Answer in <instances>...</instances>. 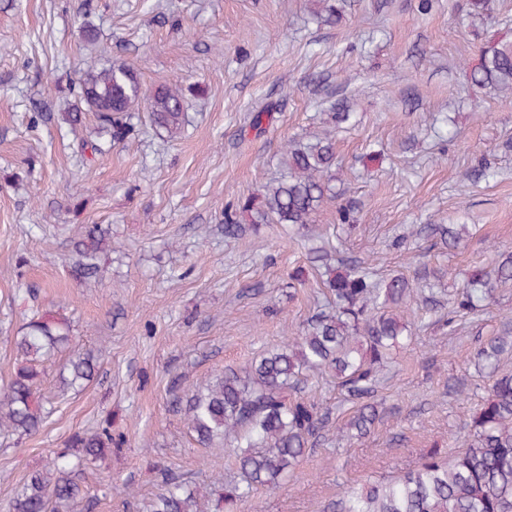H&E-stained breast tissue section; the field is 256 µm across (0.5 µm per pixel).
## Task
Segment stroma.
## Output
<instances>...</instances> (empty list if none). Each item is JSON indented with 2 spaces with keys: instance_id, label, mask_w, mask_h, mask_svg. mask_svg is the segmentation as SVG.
I'll use <instances>...</instances> for the list:
<instances>
[{
  "instance_id": "35a3bbf8",
  "label": "stroma",
  "mask_w": 512,
  "mask_h": 512,
  "mask_svg": "<svg viewBox=\"0 0 512 512\" xmlns=\"http://www.w3.org/2000/svg\"><path fill=\"white\" fill-rule=\"evenodd\" d=\"M465 2L432 0L423 13L418 0H345L342 22L321 26L309 0H0V385L16 365L9 338L34 310L68 318L74 345L105 355L79 391H61L50 368L41 392L53 415L23 440L0 436V512L69 436L107 418L127 444L86 469L78 512H150L167 476L204 491L234 483L233 454L199 447L174 398L258 359L326 304L310 259L326 228L377 278L448 293L512 248V105L466 77L487 41L512 40V0H491L470 27ZM91 55L133 65L145 87L180 85L181 134L144 118L124 143L81 158L60 115ZM340 99L357 114L336 132L357 229L336 228L328 201L307 238L267 224L225 239V206L277 179L284 142L310 139ZM265 108L258 136L249 121ZM37 109L49 118L34 125ZM482 160L495 178L468 180ZM84 224L121 246L89 284L68 274ZM424 224L467 231L449 247ZM511 309L507 283L447 329V303L416 300L414 341L381 374L382 419L367 438L337 436L351 405L332 373L301 383L331 422L280 489L255 491L238 512H333L346 488L397 476L430 448L456 450L483 395L473 355Z\"/></svg>"
}]
</instances>
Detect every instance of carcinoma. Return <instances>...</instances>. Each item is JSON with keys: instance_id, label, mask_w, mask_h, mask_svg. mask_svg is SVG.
<instances>
[{"instance_id": "1", "label": "carcinoma", "mask_w": 512, "mask_h": 512, "mask_svg": "<svg viewBox=\"0 0 512 512\" xmlns=\"http://www.w3.org/2000/svg\"><path fill=\"white\" fill-rule=\"evenodd\" d=\"M312 15L321 25H337L343 7L336 0H312ZM471 82L512 101V41H490L469 71ZM72 108L63 120L69 125L81 156L102 152L92 139L79 135L83 115L92 113L110 142L125 141L134 131L135 113L144 111L155 128L178 136L185 123L183 89L177 85L143 88L137 70L125 63L99 64L84 60L70 88ZM352 113L342 102L330 106L329 128L314 140L288 141L282 154L283 173L263 192L224 210V237L240 239V217L248 215L252 230L264 224H285L309 231L323 203L337 199L336 127ZM356 208L336 206V223L356 228ZM448 245L459 243L464 227L428 224ZM116 250L110 230L82 227L74 243L71 275L92 280L100 273V256ZM335 246L324 251L330 299L307 321L303 333L267 350L242 371H230L187 397L186 424L197 442L211 448L216 441L235 444L239 481L217 485L202 494L198 487L168 478L152 503L151 512H233L237 503L258 488L275 490L293 472L306 450L315 445L329 420L315 404L293 391L301 379L325 370L355 404L353 414L338 427L340 436L364 438L380 418L374 393L378 376L393 351L408 339L404 313L414 298L409 279L395 276L383 282L369 268L349 264L342 273L331 262ZM488 270H472L463 291L450 300L456 312L474 314L492 299L496 289L512 282V252L498 255ZM70 322L61 317L33 316L13 337L19 358L10 381L0 388V434L30 436L54 412L39 388L45 366L55 354L69 350L61 366L64 389L82 387L98 367V356L70 348ZM512 352V331L496 336L474 355L478 372L487 381L486 394L466 423L463 448L451 456L432 448L420 462L398 477L368 480L336 501V512H512V374H499V358ZM126 440L112 436V422L90 432L74 433L50 463L30 473L10 512H73L81 494L78 477L87 460L106 457Z\"/></svg>"}]
</instances>
